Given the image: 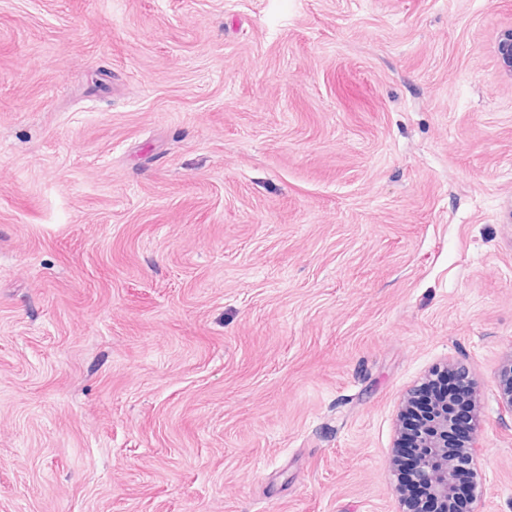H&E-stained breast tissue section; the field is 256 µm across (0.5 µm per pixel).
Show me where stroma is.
<instances>
[{"label": "stroma", "instance_id": "obj_1", "mask_svg": "<svg viewBox=\"0 0 512 512\" xmlns=\"http://www.w3.org/2000/svg\"><path fill=\"white\" fill-rule=\"evenodd\" d=\"M512 0H0V512H401L478 382L512 512ZM496 55L503 71L512 76V27L504 29L499 34ZM436 375L437 372L427 383L417 389L410 406L402 413V433L397 442V448H395L394 463L397 481L409 493V496L404 499L405 509L417 508L423 502H425L424 508L430 505V496L418 484L427 487L436 503L442 507L440 512L451 511L449 510L450 506L455 503V498L463 494L462 488L469 482L472 483L474 502L480 499L483 492L477 447L470 441L461 447L463 457L468 461V467L462 466L456 460L448 457V455L456 454L459 449L448 448V432L453 425V415L451 414L457 413L454 435L450 439L453 444L462 445L463 442L470 440L475 424L472 400L454 401L455 406H458V409L454 410V406L448 405V395L455 398L460 393L469 397L473 389L469 383L453 377L451 373L448 374V395L439 405V415L432 420L437 407L433 398L437 397L439 393L447 392L444 376L436 377ZM427 425L430 427L429 434H427ZM424 434L427 435L424 436ZM423 436L424 442L420 444V448L414 447L418 438L422 440ZM424 448L428 449L422 453ZM419 455L421 457L416 466ZM443 455H445L444 458ZM460 466H462L461 470ZM469 472L474 475L472 480Z\"/></svg>", "mask_w": 512, "mask_h": 512}]
</instances>
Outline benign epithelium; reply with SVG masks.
<instances>
[{"label":"benign epithelium","mask_w":512,"mask_h":512,"mask_svg":"<svg viewBox=\"0 0 512 512\" xmlns=\"http://www.w3.org/2000/svg\"><path fill=\"white\" fill-rule=\"evenodd\" d=\"M496 55L503 71L512 76V27L507 28L498 36ZM508 375L499 379L502 389L501 406L504 413L512 416V362L507 365ZM439 415L429 422V434L424 436L418 465L412 481L423 484L436 503L442 507L440 512H449L455 498L462 494V488L472 483L473 500L480 499L483 483L479 466V452L474 444L462 446L463 457L468 465L448 457V432L453 425V415L448 413V400H443L438 408Z\"/></svg>","instance_id":"benign-epithelium-1"}]
</instances>
